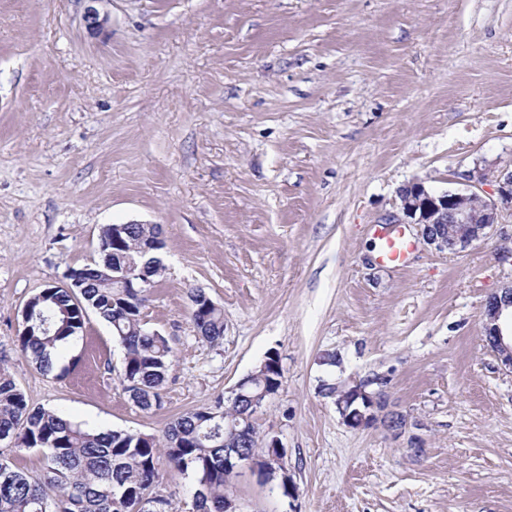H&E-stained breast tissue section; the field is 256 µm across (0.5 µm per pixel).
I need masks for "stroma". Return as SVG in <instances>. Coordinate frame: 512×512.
<instances>
[{
  "label": "stroma",
  "instance_id": "obj_1",
  "mask_svg": "<svg viewBox=\"0 0 512 512\" xmlns=\"http://www.w3.org/2000/svg\"><path fill=\"white\" fill-rule=\"evenodd\" d=\"M84 9L0 0V365L29 404L159 437L274 350L282 385L254 422L296 493L243 470V512H512V372L481 341L512 228L453 256L408 225L403 266L371 234L409 182L512 167V0H102L97 35ZM128 222L165 243L142 313L173 363L151 412L96 314L54 373L17 343L26 301ZM194 288L224 311L219 344L194 330ZM373 374L401 436L349 428L321 387Z\"/></svg>",
  "mask_w": 512,
  "mask_h": 512
}]
</instances>
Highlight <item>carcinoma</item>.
<instances>
[{
	"label": "carcinoma",
	"instance_id": "cac0c4a2",
	"mask_svg": "<svg viewBox=\"0 0 512 512\" xmlns=\"http://www.w3.org/2000/svg\"><path fill=\"white\" fill-rule=\"evenodd\" d=\"M101 262L82 269L83 288L75 295L51 285L26 303L27 328L19 336L21 350L39 368L54 369L58 349L84 325L87 311L112 326L123 349L121 382L143 411L162 404L163 387L172 363L165 336L142 322L150 289L118 279L120 269L136 265L142 281L161 275L164 243L156 224H124L120 240L112 225L101 228ZM191 319L198 336L217 344L224 337V311L202 290L190 292ZM279 355L267 354L256 370L249 392L256 396L279 382ZM247 400L221 398L203 410L176 418L163 436L129 430L96 431L43 408H33L9 372L0 367V438L17 448H37L45 474L34 477L0 458V512H170L171 499L159 489L162 465L195 476V512H224L229 487L224 479V450L267 457L277 448L258 446L254 423L241 414ZM223 413L219 424L212 411Z\"/></svg>",
	"mask_w": 512,
	"mask_h": 512
}]
</instances>
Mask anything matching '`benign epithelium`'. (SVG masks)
<instances>
[{
    "mask_svg": "<svg viewBox=\"0 0 512 512\" xmlns=\"http://www.w3.org/2000/svg\"><path fill=\"white\" fill-rule=\"evenodd\" d=\"M89 3L84 22L92 34H98L108 24L109 16L100 15ZM463 187L444 192H433L421 182H411L399 190L400 210L409 223L418 228L422 240L435 250L449 255L464 252L476 242L487 240L497 226L512 221V167L486 169L475 167L460 174ZM491 182L495 189L491 196L483 194V186ZM483 341L486 348L512 372V282L490 294L481 313ZM383 386L382 375L367 376L350 384L336 386L340 397L336 408L343 423L353 429L368 428L381 423L392 435L405 432L408 420L392 409L390 398L379 392H369L372 385ZM245 466H253L251 457L224 454V475L233 479Z\"/></svg>",
    "mask_w": 512,
    "mask_h": 512,
    "instance_id": "1",
    "label": "benign epithelium"
}]
</instances>
